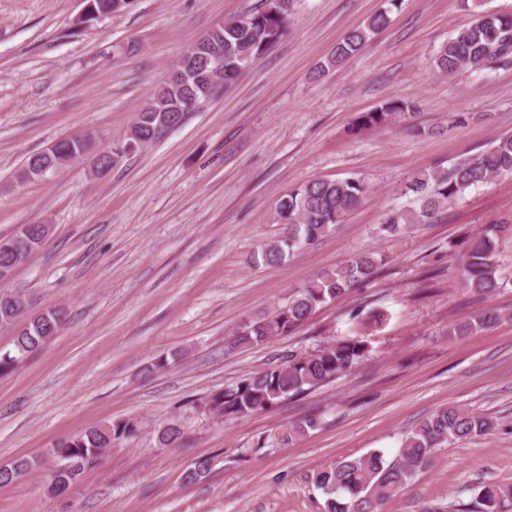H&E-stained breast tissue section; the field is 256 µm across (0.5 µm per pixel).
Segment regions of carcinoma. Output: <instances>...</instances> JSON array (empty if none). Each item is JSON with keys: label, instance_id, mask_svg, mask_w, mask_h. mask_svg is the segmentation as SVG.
Returning <instances> with one entry per match:
<instances>
[{"label": "carcinoma", "instance_id": "1", "mask_svg": "<svg viewBox=\"0 0 512 512\" xmlns=\"http://www.w3.org/2000/svg\"><path fill=\"white\" fill-rule=\"evenodd\" d=\"M476 10L474 21L457 30L433 56V67L452 75L470 67L478 69L490 59L512 60V13L484 8V0H471ZM111 0H86L77 23L82 27L111 17ZM400 0H386V7L373 14L363 25L350 30L336 44L324 72L353 57L373 36L390 23V13ZM290 0H261L255 8L208 29L197 43L206 49L190 61V69L199 78L179 82L165 80L139 106L129 129L121 156L142 151L165 133L178 127L187 113L195 111L218 92L231 87L238 77L252 68L286 33ZM224 61V72L213 73L216 56ZM407 103L389 102L373 112H360L353 129L380 127L391 119L408 114ZM88 148L81 136L60 139L49 154L31 155L16 172L15 180L42 182ZM512 176V136H503L490 148L452 162L446 168L413 177L402 189L414 196L415 207L385 214L382 227L388 233L401 231L406 224H427L442 209L463 195L497 177ZM368 192L366 184L350 177L341 180L311 179L283 196L275 209L280 225L278 235L253 254V264L275 266L294 251L317 244L334 231ZM42 224H21L12 235L0 240L12 246L0 252V267H13L17 255L30 243H40ZM512 238V225L489 224L482 227L464 246L461 274L465 286L481 296H490L512 282L500 276L499 247ZM379 261L367 253H358L333 270L307 282L294 291L285 303L254 321L239 327L238 343H262L283 336L305 323L316 308L330 300L350 295L354 288L377 276ZM27 302L14 294L0 297V327L22 320ZM507 314L488 308L472 321L455 323L456 336L487 329L506 319ZM65 312L52 307L31 320L13 339V349L0 355V373L7 372L53 338L64 324ZM368 344L362 334L340 340L307 356H289L279 364L254 371L234 386L213 393L205 410L217 419L241 418L270 409L282 401L332 382L345 375L362 359ZM497 428L491 418L460 406L440 408L416 424L405 436L397 455L388 460L380 450L344 459L332 467L315 469L312 484L326 496L323 512H383V506L397 496L411 480L428 467L434 449L456 441L482 437ZM132 420L94 425L84 432L61 439L43 453L15 458L0 466V486L37 473L49 471V491L62 496L75 487L86 466L99 460L107 449L136 435ZM183 437L181 424L173 421L158 432V442L170 445ZM213 459L200 458L184 473V481L194 483L209 474ZM482 512H504L512 505V483H489L479 494Z\"/></svg>", "mask_w": 512, "mask_h": 512}]
</instances>
